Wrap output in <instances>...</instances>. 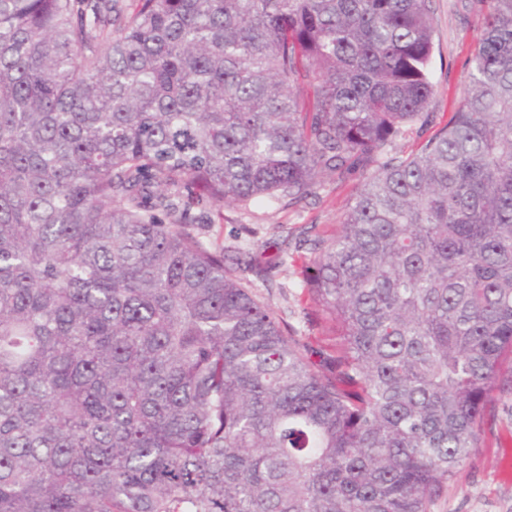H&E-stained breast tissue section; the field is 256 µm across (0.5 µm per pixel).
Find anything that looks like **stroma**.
I'll return each instance as SVG.
<instances>
[{"label": "stroma", "mask_w": 512, "mask_h": 512, "mask_svg": "<svg viewBox=\"0 0 512 512\" xmlns=\"http://www.w3.org/2000/svg\"><path fill=\"white\" fill-rule=\"evenodd\" d=\"M432 9V109L444 117L468 81V61L477 29L463 0H432ZM357 184L354 178L339 182L335 177H324L318 193L295 207L284 201L266 200H255L246 206L225 204L223 221L208 225L205 238L213 246L226 247L235 244L240 225L247 224L256 231L255 244L276 252L285 237L297 233L302 225L340 223L353 201ZM252 287L274 315L296 328L303 340L314 344L323 340L322 327L303 312L302 284L291 267H281L267 282L253 279ZM430 512H512V442L502 448L473 449L447 488L434 500Z\"/></svg>", "instance_id": "35a3bbf8"}]
</instances>
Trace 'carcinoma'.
Here are the masks:
<instances>
[{
    "label": "carcinoma",
    "instance_id": "obj_1",
    "mask_svg": "<svg viewBox=\"0 0 512 512\" xmlns=\"http://www.w3.org/2000/svg\"><path fill=\"white\" fill-rule=\"evenodd\" d=\"M430 3L0 0V512H429L512 398V0L440 127ZM328 174L273 258L201 236ZM259 299L284 323L299 331L304 341L316 345L324 338L323 328L319 322L305 316L301 305L303 288L300 279L292 274L289 264L273 273L268 282L247 275Z\"/></svg>",
    "mask_w": 512,
    "mask_h": 512
}]
</instances>
